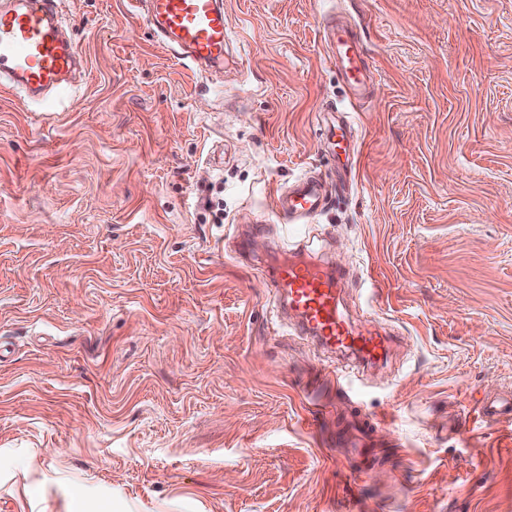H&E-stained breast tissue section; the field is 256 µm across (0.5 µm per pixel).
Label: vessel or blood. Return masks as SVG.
<instances>
[{
	"mask_svg": "<svg viewBox=\"0 0 512 512\" xmlns=\"http://www.w3.org/2000/svg\"><path fill=\"white\" fill-rule=\"evenodd\" d=\"M149 22L174 58L203 73L224 60L227 47L223 0H145ZM330 59L355 98L367 90L370 70L363 40L345 24L328 25ZM79 54L65 36L56 0H8L0 7V80L38 102L61 89L78 65ZM327 190L317 179H297L278 193L275 214L296 221L320 213ZM272 282L279 300L293 311L302 333L326 349L339 350L365 363L386 358L390 339L378 326L359 328L342 308L344 275L301 259L274 267Z\"/></svg>",
	"mask_w": 512,
	"mask_h": 512,
	"instance_id": "vessel-or-blood-1",
	"label": "vessel or blood"
}]
</instances>
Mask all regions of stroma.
Instances as JSON below:
<instances>
[{
  "instance_id": "stroma-1",
  "label": "stroma",
  "mask_w": 512,
  "mask_h": 512,
  "mask_svg": "<svg viewBox=\"0 0 512 512\" xmlns=\"http://www.w3.org/2000/svg\"><path fill=\"white\" fill-rule=\"evenodd\" d=\"M58 10L65 108L0 88V512H512V0H224L205 78L138 0ZM304 175L341 188L291 224ZM285 249L394 332L381 370L277 316ZM329 59L345 77L355 99L363 98L370 79V69L365 65L367 55L363 40L349 25L332 19L328 25Z\"/></svg>"
}]
</instances>
